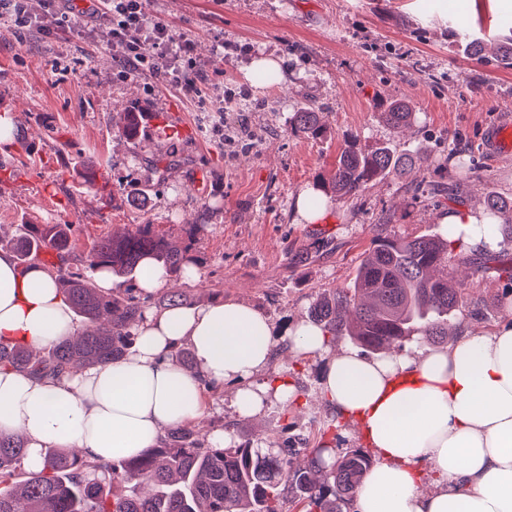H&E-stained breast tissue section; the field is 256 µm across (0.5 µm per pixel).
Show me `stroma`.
Here are the masks:
<instances>
[{
    "label": "stroma",
    "instance_id": "stroma-1",
    "mask_svg": "<svg viewBox=\"0 0 512 512\" xmlns=\"http://www.w3.org/2000/svg\"><path fill=\"white\" fill-rule=\"evenodd\" d=\"M145 8L192 39L214 69L194 97L147 71L120 78L104 15L80 18L52 39L0 25V113L14 123L0 159L15 169L0 191V237L23 222L67 224L84 252L95 236L139 224L180 242L184 225L195 224L202 280L175 278L171 290L191 306L246 303L282 330L308 320L326 290L350 285L376 232H437L438 215L450 208L479 213L488 193L512 198V156L493 160L484 148L487 128L512 120V69L491 51L471 58L459 39L511 33L512 0H147ZM218 35L220 59L212 54ZM261 55L282 59L284 83L247 79ZM228 89L238 103L219 126L212 110ZM400 99L416 114L404 133L379 117ZM308 105L322 114L323 138L290 131L289 117ZM128 107L153 115L135 145L116 119ZM351 137L414 154L417 178H436L444 166L466 167L468 175L452 199H415L402 180H377L358 198L329 202L322 222H300L297 195L320 185ZM88 160L96 170L91 186L81 176ZM469 282L480 309L462 308L457 322L487 330L512 321L497 270L471 272ZM320 365L278 354L273 366L287 373L295 405L274 401L239 420L215 395L197 430L212 434L231 421L240 440L317 431L332 416L313 404Z\"/></svg>",
    "mask_w": 512,
    "mask_h": 512
}]
</instances>
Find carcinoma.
Masks as SVG:
<instances>
[{
  "instance_id": "1",
  "label": "carcinoma",
  "mask_w": 512,
  "mask_h": 512,
  "mask_svg": "<svg viewBox=\"0 0 512 512\" xmlns=\"http://www.w3.org/2000/svg\"><path fill=\"white\" fill-rule=\"evenodd\" d=\"M381 116L396 130L415 122L403 100L390 103ZM147 120L146 112H123V137L139 140ZM289 126L293 134L325 135L319 113L310 106L294 113ZM413 166L410 154H399L389 144L366 149L351 142L320 188L338 201L354 199L372 181L402 179ZM406 190L419 196L441 193L445 187L413 178ZM455 232L450 227L416 236L377 235L361 255L349 287L321 295L310 320L322 325L333 341L348 338L364 355L400 350L416 339L448 343V323L467 303V289L448 278L449 270L476 265L470 255L456 252L455 241L449 239ZM6 246L23 265L53 253V260L42 265L86 323L80 335L57 342L43 355L0 340V369L36 378L110 364L133 345V329L149 299L131 283L109 291L98 288L95 270L132 278L140 262L150 258L176 277L195 261L191 244L168 241L152 224H138L124 235H100L80 255L64 224H22ZM490 263L512 281L511 254L483 256V264ZM338 427L333 418L319 437H299L294 445L284 442L269 451L251 439L224 448L183 425L172 428L161 444L119 462L101 463L50 446L38 472L22 464L26 439L0 436V512H283L286 496L297 512H351L372 458L360 448L335 454L325 437ZM115 483L125 484L130 493L110 494Z\"/></svg>"
}]
</instances>
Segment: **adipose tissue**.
Segmentation results:
<instances>
[{
  "mask_svg": "<svg viewBox=\"0 0 512 512\" xmlns=\"http://www.w3.org/2000/svg\"><path fill=\"white\" fill-rule=\"evenodd\" d=\"M68 304L40 265L19 270L0 247V338L36 348L75 333ZM124 359L58 379L0 371V434L27 438L26 469L41 450L77 448L99 461L137 456L168 427L207 409L203 381L235 386L236 415L253 417L294 393L283 377L257 382L276 344L268 316L246 304L146 311ZM285 334L299 357H324L323 401L358 424L376 466L360 486L357 512H512V323L468 331L446 348L418 346L378 358L329 350L322 326ZM188 344L193 369L170 358ZM439 481L422 490L424 471Z\"/></svg>",
  "mask_w": 512,
  "mask_h": 512,
  "instance_id": "adipose-tissue-1",
  "label": "adipose tissue"
}]
</instances>
